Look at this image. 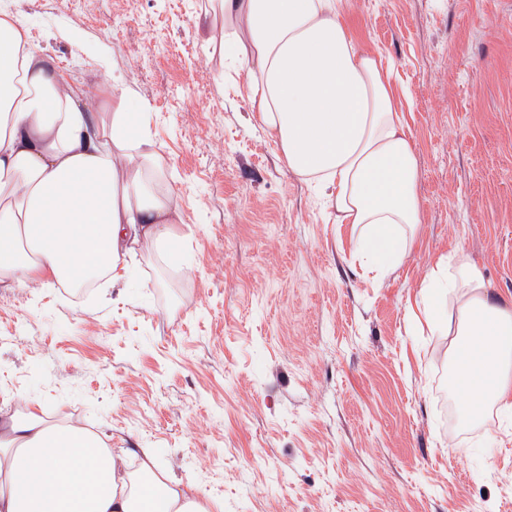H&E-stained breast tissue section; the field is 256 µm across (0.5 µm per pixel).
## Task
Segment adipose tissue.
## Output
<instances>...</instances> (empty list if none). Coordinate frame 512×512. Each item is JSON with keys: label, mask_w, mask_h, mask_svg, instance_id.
Masks as SVG:
<instances>
[{"label": "adipose tissue", "mask_w": 512, "mask_h": 512, "mask_svg": "<svg viewBox=\"0 0 512 512\" xmlns=\"http://www.w3.org/2000/svg\"><path fill=\"white\" fill-rule=\"evenodd\" d=\"M338 0H220L228 54L251 121L288 169L314 185L332 223L348 225L366 273L401 263L420 222L418 160L395 104L390 73L341 20ZM135 91L88 95L29 46L16 14L0 11V281L81 282L126 258L167 247L182 221L177 194ZM457 303L452 345L462 409L512 406V307L492 299L476 271L432 270L409 310L439 331ZM36 413L0 422V512H223L158 465Z\"/></svg>", "instance_id": "obj_1"}]
</instances>
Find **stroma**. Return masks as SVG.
Returning a JSON list of instances; mask_svg holds the SVG:
<instances>
[{
  "instance_id": "obj_1",
  "label": "stroma",
  "mask_w": 512,
  "mask_h": 512,
  "mask_svg": "<svg viewBox=\"0 0 512 512\" xmlns=\"http://www.w3.org/2000/svg\"><path fill=\"white\" fill-rule=\"evenodd\" d=\"M93 94L152 114L179 196V262L137 253L124 292L0 282V418L37 402L224 512H512V413L467 422L453 335L407 315L465 257L512 302V0H339L391 68L420 218L379 282L246 121L211 0H0Z\"/></svg>"
}]
</instances>
